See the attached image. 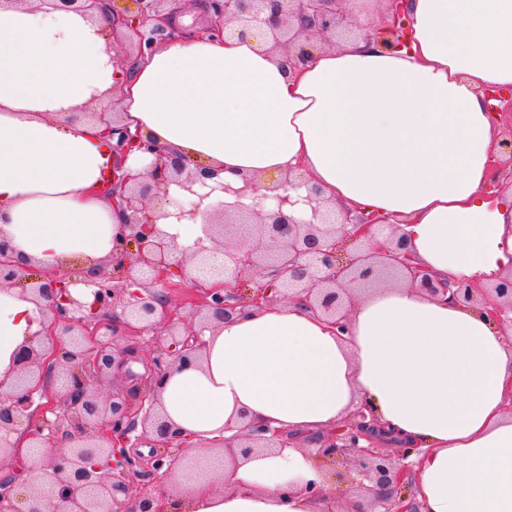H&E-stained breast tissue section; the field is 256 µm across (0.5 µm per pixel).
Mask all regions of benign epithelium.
Returning <instances> with one entry per match:
<instances>
[{"instance_id": "obj_1", "label": "benign epithelium", "mask_w": 512, "mask_h": 512, "mask_svg": "<svg viewBox=\"0 0 512 512\" xmlns=\"http://www.w3.org/2000/svg\"><path fill=\"white\" fill-rule=\"evenodd\" d=\"M53 9L91 15L101 0H40ZM126 0H110L112 23L106 39L118 47L131 45L138 57L161 40L175 39L169 22L173 0H133L137 14L128 15ZM383 25L366 38L386 47L404 44L407 13L405 0H386ZM208 14L224 18V35L244 39L257 36L272 50L300 63L310 57L314 43L332 46L352 33V11L347 0H209ZM485 99L504 106L492 109L509 118L500 141L502 153L512 163V95L494 91ZM102 126V135L114 137L116 120L106 110L90 113ZM151 151L138 133L124 132L113 145L125 157L133 150ZM220 170L189 166L175 152H155L144 180L130 183L124 174H112L103 197L128 213L122 238L105 263L108 276L98 267L80 268L79 277L59 269L36 268L16 257L11 242L0 237V289L17 288L39 306L42 330L15 355V375L10 387L0 381V512H187L171 490L183 483V470L196 456L162 414L157 382L182 365L201 358L206 343L203 331L230 320L250 307L259 308L281 299H298L334 327L345 328L351 311L349 288L364 287L380 279L405 280L430 295L459 302L491 306L499 322L512 324V275L483 288L460 282L443 286L422 268L400 238L392 247L371 244L375 215L352 219L338 214L321 199V190L285 175L277 193L263 195L271 208L256 211L239 204L220 205V220L210 225V236L227 261L214 262L206 250L181 247L158 227L160 215L150 200L160 199L178 208L170 198L176 185L189 196L209 187ZM306 188L302 201L310 206L312 220L298 222L284 212L295 205L289 190ZM224 192L242 198L257 194L260 184L244 179L240 188L220 185ZM255 272L249 294L240 285L242 273ZM93 287V301L76 299L70 286ZM148 341L147 375L125 391L101 395L96 388L104 378L136 358L138 346L119 345L118 326ZM64 382L57 397L47 391L56 371ZM346 419L327 431L317 455L324 463H355L368 481L361 486L367 507L346 512H418L416 502L404 496L412 487L411 469L378 444L379 435L365 422ZM19 440H12V435ZM156 437L166 450L149 462L150 473L163 479L168 492L143 489L133 492L143 462L133 448ZM279 433L263 425H250L238 444L221 449L231 462L237 454L248 456L285 444H275ZM365 439L368 445H360ZM42 448L46 457L23 494L11 469L19 448Z\"/></svg>"}]
</instances>
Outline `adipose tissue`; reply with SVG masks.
Listing matches in <instances>:
<instances>
[{"label":"adipose tissue","mask_w":512,"mask_h":512,"mask_svg":"<svg viewBox=\"0 0 512 512\" xmlns=\"http://www.w3.org/2000/svg\"><path fill=\"white\" fill-rule=\"evenodd\" d=\"M360 38L315 48L295 66L264 40L179 38L134 67L115 61L87 18L0 0V235L43 268L109 255L127 218L92 188L112 172V143L73 114L118 98L121 122L189 163L274 186H319L336 209L396 225L417 261L445 281L512 273V186L489 187L501 117L485 90L512 89V0H408L401 48L364 37L377 17L351 0ZM219 191L194 216L159 219L179 244L210 245ZM40 329L39 310L0 290V379ZM203 363L164 377L169 421L199 443L245 421L300 433L368 404L384 436L419 449L421 512H512V327L482 305L407 285L356 300L337 333L301 302L279 300L207 330ZM327 470L295 445L187 480L190 512H318L304 492Z\"/></svg>","instance_id":"adipose-tissue-1"}]
</instances>
